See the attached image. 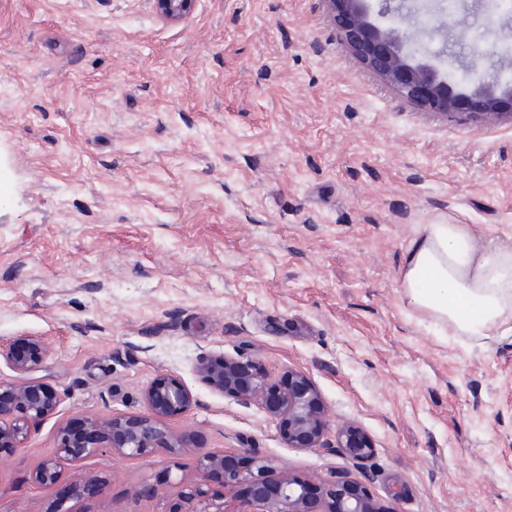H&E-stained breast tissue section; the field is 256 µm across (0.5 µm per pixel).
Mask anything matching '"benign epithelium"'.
Wrapping results in <instances>:
<instances>
[{
    "instance_id": "1",
    "label": "benign epithelium",
    "mask_w": 512,
    "mask_h": 512,
    "mask_svg": "<svg viewBox=\"0 0 512 512\" xmlns=\"http://www.w3.org/2000/svg\"><path fill=\"white\" fill-rule=\"evenodd\" d=\"M195 0H157L160 14L176 20L193 7ZM336 28L349 49L380 78L392 85L408 101L446 115L483 116L512 115V82L500 76L480 80L463 87L458 80L427 58H416L406 50L400 34L402 25L421 31L433 18L417 11H403L382 5L373 9L370 0H328ZM398 20L385 24L381 19ZM44 358L41 341L34 336L21 337L8 345H0V360L19 378L0 380V447L16 448L31 429L60 402L52 387L34 382L26 375L35 371ZM202 377L209 387L245 404L260 403L274 418L296 448H319L328 414L314 384L301 372L288 375V386L280 387L261 374L254 363L226 357L222 365L203 360ZM146 412L128 418L90 419L83 425L82 436L66 432L61 452L80 459L101 451V439L112 434V450L128 457H140L163 447L170 453L182 450L162 426V419L187 410L192 396L175 377L162 376L145 391ZM339 447L353 458H362L369 447L360 432L351 425L337 431ZM196 480L186 488V503H174L168 512H224L206 489L208 478L220 472L227 489L245 485L250 491L254 512H382L368 490L345 478L317 485L291 473L272 476L271 461L251 453V463L239 467L224 455L203 454L196 457Z\"/></svg>"
}]
</instances>
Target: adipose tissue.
Returning <instances> with one entry per match:
<instances>
[{"mask_svg": "<svg viewBox=\"0 0 512 512\" xmlns=\"http://www.w3.org/2000/svg\"><path fill=\"white\" fill-rule=\"evenodd\" d=\"M399 276L408 303L449 335L512 331V246L484 245L474 225H420Z\"/></svg>", "mask_w": 512, "mask_h": 512, "instance_id": "obj_1", "label": "adipose tissue"}]
</instances>
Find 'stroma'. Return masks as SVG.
Returning <instances> with one entry per match:
<instances>
[{"label":"stroma","instance_id":"1","mask_svg":"<svg viewBox=\"0 0 512 512\" xmlns=\"http://www.w3.org/2000/svg\"><path fill=\"white\" fill-rule=\"evenodd\" d=\"M455 21L413 48L482 78L512 46L497 0H414ZM423 224L512 239V118L401 98L341 40L327 0H0V344L38 337L58 406L0 450V512H168L195 452L344 473L384 512H512V334L455 338L403 296ZM317 387L320 448L213 391L201 356ZM187 452L61 456L65 430L145 412ZM370 451L347 456L339 424ZM56 461L55 483L34 481Z\"/></svg>","mask_w":512,"mask_h":512}]
</instances>
